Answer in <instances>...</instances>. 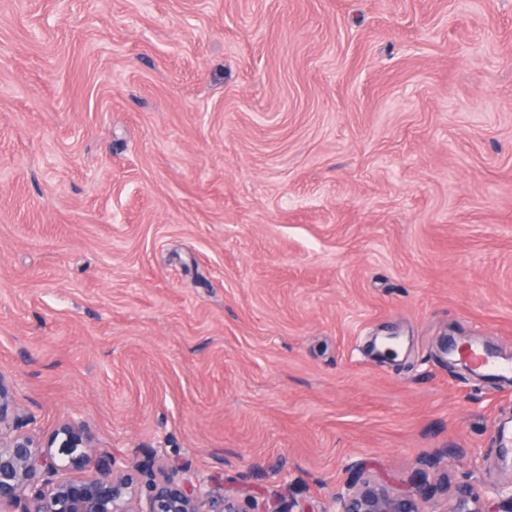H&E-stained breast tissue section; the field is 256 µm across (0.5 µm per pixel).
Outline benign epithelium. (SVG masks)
<instances>
[{"label": "benign epithelium", "mask_w": 512, "mask_h": 512, "mask_svg": "<svg viewBox=\"0 0 512 512\" xmlns=\"http://www.w3.org/2000/svg\"><path fill=\"white\" fill-rule=\"evenodd\" d=\"M19 418L0 377V512H293L278 501L216 494L215 480L168 474L155 477L95 443L85 420L70 417L47 441L14 430ZM93 465L96 475L75 473ZM434 494L422 472L412 492L391 496L375 486L338 490L323 512H420L418 501ZM450 512H512V482L479 496L461 490Z\"/></svg>", "instance_id": "benign-epithelium-1"}]
</instances>
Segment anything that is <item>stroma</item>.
Here are the masks:
<instances>
[{"label":"stroma","mask_w":512,"mask_h":512,"mask_svg":"<svg viewBox=\"0 0 512 512\" xmlns=\"http://www.w3.org/2000/svg\"><path fill=\"white\" fill-rule=\"evenodd\" d=\"M396 335L394 352L374 339ZM512 0H0L21 431L324 512L512 479ZM474 364L480 369L484 370L490 375L499 376L506 379H510L512 376V365L505 364L497 360L492 355L481 352L479 349H474L470 354ZM409 495L391 496L375 486L366 485L359 489L346 487L338 490L324 512H422L418 501L434 494V486L428 483L423 472L412 480Z\"/></svg>","instance_id":"1"}]
</instances>
